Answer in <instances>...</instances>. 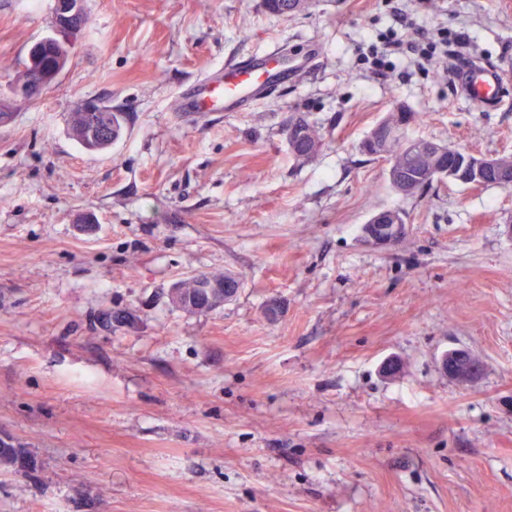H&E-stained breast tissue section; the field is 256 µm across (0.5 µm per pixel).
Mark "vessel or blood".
I'll return each mask as SVG.
<instances>
[{
    "label": "vessel or blood",
    "mask_w": 512,
    "mask_h": 512,
    "mask_svg": "<svg viewBox=\"0 0 512 512\" xmlns=\"http://www.w3.org/2000/svg\"><path fill=\"white\" fill-rule=\"evenodd\" d=\"M286 56L281 49L265 52L257 59L225 65L223 71L201 78L183 96L190 112H242L252 107L270 89L273 79L288 78ZM458 93L482 111L503 108L508 98V80L503 69L485 62L467 60L453 74Z\"/></svg>",
    "instance_id": "b4317fda"
}]
</instances>
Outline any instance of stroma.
<instances>
[{
	"instance_id": "35a3bbf8",
	"label": "stroma",
	"mask_w": 512,
	"mask_h": 512,
	"mask_svg": "<svg viewBox=\"0 0 512 512\" xmlns=\"http://www.w3.org/2000/svg\"><path fill=\"white\" fill-rule=\"evenodd\" d=\"M52 7L0 0V71ZM392 7L87 0L39 99L0 81V435L37 461L0 466V512H512V188L406 197L359 150L401 106L410 136L512 155V106L449 78L459 56L512 67V0H412L466 40L384 78L358 53ZM275 47L292 77L253 107L180 111L199 77ZM89 101L125 117L108 151L70 133ZM298 113L323 139L305 160ZM385 209L405 238L364 243ZM200 272L239 280L205 315L170 299ZM456 348L471 383L440 367ZM266 10L279 15L292 16L307 11L311 0H263ZM441 367L449 378L467 384L477 377L481 364L479 359L468 350L455 349L442 355Z\"/></svg>"
}]
</instances>
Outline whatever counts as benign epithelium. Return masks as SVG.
I'll return each instance as SVG.
<instances>
[{
	"mask_svg": "<svg viewBox=\"0 0 512 512\" xmlns=\"http://www.w3.org/2000/svg\"><path fill=\"white\" fill-rule=\"evenodd\" d=\"M85 0H53L54 25L51 34L42 39L44 43L58 42L72 45L71 37L78 32L70 22L77 14L85 12ZM64 60L60 59L50 68L39 66L31 79L22 84H11L15 95L25 99L38 96L64 69ZM416 148L436 152L441 158L438 166L431 168L425 179L431 181L447 178L466 186H481L487 180H495L502 186L512 184V167L507 166L500 157H486L467 149L442 144L419 143ZM416 175L406 177L392 176L395 189L404 194L414 192L423 179ZM407 224L400 221V214L394 210H381L368 220L363 228L362 238L365 242L380 247L396 246L405 236ZM441 367L449 378L467 384L472 382L480 372L479 359L465 349H455L444 353Z\"/></svg>",
	"mask_w": 512,
	"mask_h": 512,
	"instance_id": "benign-epithelium-1",
	"label": "benign epithelium"
}]
</instances>
